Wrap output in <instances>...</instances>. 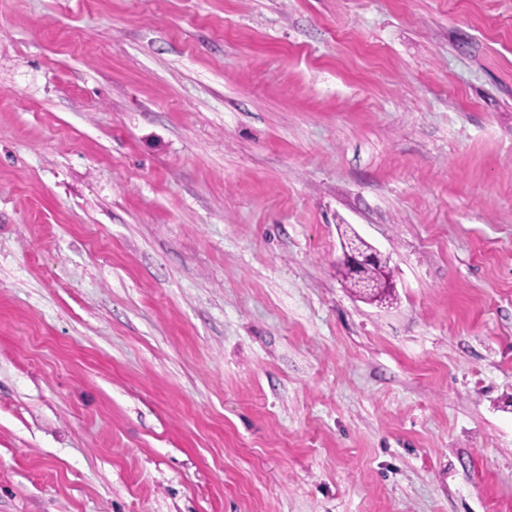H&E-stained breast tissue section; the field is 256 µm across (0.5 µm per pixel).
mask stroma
I'll list each match as a JSON object with an SVG mask.
<instances>
[{"label": "stroma", "mask_w": 512, "mask_h": 512, "mask_svg": "<svg viewBox=\"0 0 512 512\" xmlns=\"http://www.w3.org/2000/svg\"><path fill=\"white\" fill-rule=\"evenodd\" d=\"M0 512H512V0H0ZM342 275L346 281L350 282L352 288H357L362 292L366 290L367 297L372 300L385 301L387 297L391 296L390 288H393V283L391 271L386 262L369 268L362 279L349 278L345 267L342 268Z\"/></svg>", "instance_id": "stroma-1"}]
</instances>
